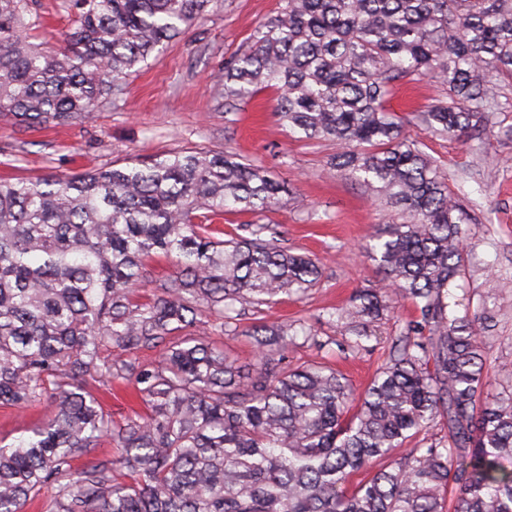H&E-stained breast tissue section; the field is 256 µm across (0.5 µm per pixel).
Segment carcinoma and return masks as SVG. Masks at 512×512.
Segmentation results:
<instances>
[{
	"instance_id": "obj_1",
	"label": "carcinoma",
	"mask_w": 512,
	"mask_h": 512,
	"mask_svg": "<svg viewBox=\"0 0 512 512\" xmlns=\"http://www.w3.org/2000/svg\"><path fill=\"white\" fill-rule=\"evenodd\" d=\"M218 0H62L67 48L30 41L32 0H0V116L66 124L114 103L126 79ZM224 65V97L278 91L282 125L331 140L330 165L408 217L364 247L386 288L358 291L340 317L367 326L413 304L387 363L355 393L318 363L291 367L297 330L258 321L248 366L193 333L200 305L230 327L237 306L299 298L318 262L245 225L210 224L280 203L285 184L228 151L168 152L75 176L0 180V404L53 416L0 446V512L56 487L45 512H512V369H485L479 318L453 289L474 242L437 161L406 137L394 87L430 80L435 135L481 127L512 86V0H281ZM176 271L139 301L145 263ZM158 348L146 365L141 349ZM130 384L144 410L117 424L92 388ZM448 438L404 444L437 419ZM114 458L91 455L102 440ZM400 457L381 468L375 464ZM130 471L119 483L114 473Z\"/></svg>"
}]
</instances>
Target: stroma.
<instances>
[{
    "instance_id": "35a3bbf8",
    "label": "stroma",
    "mask_w": 512,
    "mask_h": 512,
    "mask_svg": "<svg viewBox=\"0 0 512 512\" xmlns=\"http://www.w3.org/2000/svg\"><path fill=\"white\" fill-rule=\"evenodd\" d=\"M280 0H219L192 27L170 41L163 51L132 74L123 98L65 124L26 128L0 117V178L30 179L71 175L91 168L149 160L170 151L227 150L262 165L290 193L280 204L259 213L225 212L219 228L232 231L242 224H265L282 246L318 257L321 277L302 299H283L266 311L269 320L312 324L317 343L297 340L289 347L290 365L324 362L363 390L390 356L400 325L411 312L399 302L394 315L371 326L365 349L349 350L346 320L335 309L349 304L363 288H381L384 273L363 248L385 225L402 223L376 192L345 172L330 170L333 142L298 138L280 124L275 112L277 92L266 88L249 102L223 104L216 76L226 59L245 49L255 29L274 15ZM34 9L47 27L34 32L45 50L63 48L70 21L60 0H35ZM436 83L424 80L396 87L391 109L404 134L442 166L449 189L463 201L476 247L455 293L470 313L483 317L487 364L512 365V87L499 94V107L488 116L490 130L499 132L495 157H487L470 135L440 137L420 115L439 98ZM257 317L243 310L241 329ZM199 329L222 342L240 362L252 359L248 339L223 332L212 320ZM49 416L48 409L20 410L0 406V442L9 444L29 434Z\"/></svg>"
}]
</instances>
